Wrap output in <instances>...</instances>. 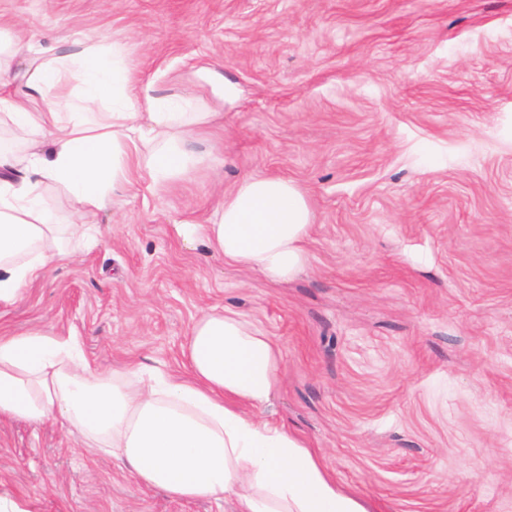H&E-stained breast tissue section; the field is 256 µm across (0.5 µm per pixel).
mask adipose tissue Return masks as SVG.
Masks as SVG:
<instances>
[{"mask_svg":"<svg viewBox=\"0 0 512 512\" xmlns=\"http://www.w3.org/2000/svg\"><path fill=\"white\" fill-rule=\"evenodd\" d=\"M43 48L20 27L0 44V306L23 299L40 272L68 257L69 236L92 247L96 217L132 175L163 192L202 161L214 113L190 99L137 86L124 45L74 39ZM28 176L16 179V168ZM61 192L69 222L44 199ZM314 221L292 180L241 179L203 224H181L225 263L271 281L304 267ZM184 372L130 364L105 372L75 333H0V418L76 429L88 452L108 454L138 485L181 500L232 503L235 512H366L319 451L261 420L277 383L280 350L250 321L202 312Z\"/></svg>","mask_w":512,"mask_h":512,"instance_id":"adipose-tissue-1","label":"adipose tissue"}]
</instances>
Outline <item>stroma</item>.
I'll use <instances>...</instances> for the list:
<instances>
[{
	"instance_id": "obj_1",
	"label": "stroma",
	"mask_w": 512,
	"mask_h": 512,
	"mask_svg": "<svg viewBox=\"0 0 512 512\" xmlns=\"http://www.w3.org/2000/svg\"><path fill=\"white\" fill-rule=\"evenodd\" d=\"M41 45H125L140 84L216 113L218 152L165 192L136 179L100 244L0 308L76 330L104 371L178 369L197 315L281 350L263 415L367 512H512V0H0ZM243 91L222 108L196 68ZM251 174L307 191L302 273L275 283L189 245ZM24 512H231L139 486L77 431L0 421V500Z\"/></svg>"
}]
</instances>
